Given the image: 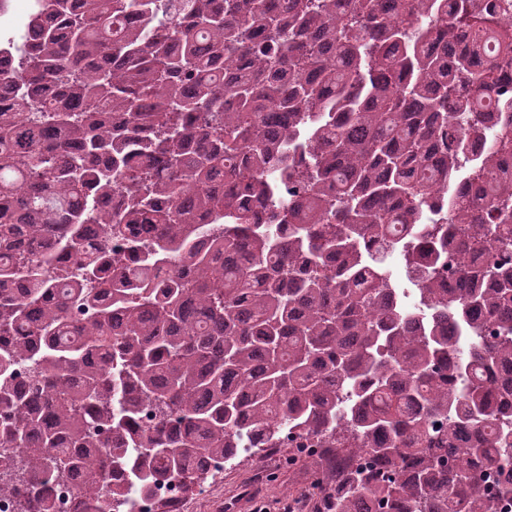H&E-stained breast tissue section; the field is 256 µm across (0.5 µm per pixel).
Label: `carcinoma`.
<instances>
[{
  "label": "carcinoma",
  "instance_id": "cac0c4a2",
  "mask_svg": "<svg viewBox=\"0 0 512 512\" xmlns=\"http://www.w3.org/2000/svg\"><path fill=\"white\" fill-rule=\"evenodd\" d=\"M158 7L32 0L0 42V496L56 512L75 479L83 512H134L132 488L193 494L204 458L315 435L327 512L512 504L511 477L485 487L512 465V374L490 388L512 367L503 2L128 21ZM61 254L77 283L49 274Z\"/></svg>",
  "mask_w": 512,
  "mask_h": 512
}]
</instances>
